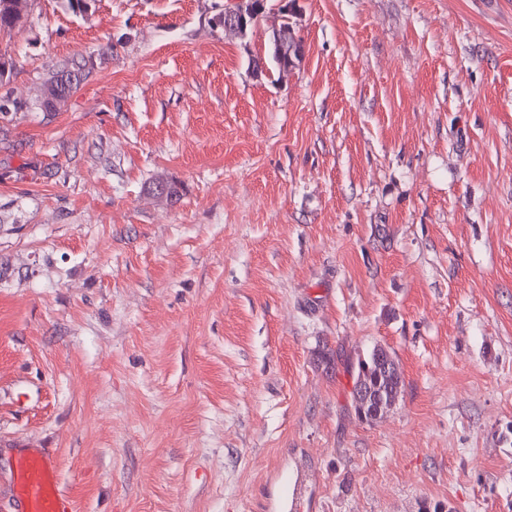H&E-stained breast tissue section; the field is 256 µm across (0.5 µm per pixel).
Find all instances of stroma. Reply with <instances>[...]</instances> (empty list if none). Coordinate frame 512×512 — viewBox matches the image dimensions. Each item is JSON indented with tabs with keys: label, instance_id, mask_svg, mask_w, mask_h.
I'll return each instance as SVG.
<instances>
[{
	"label": "stroma",
	"instance_id": "35a3bbf8",
	"mask_svg": "<svg viewBox=\"0 0 512 512\" xmlns=\"http://www.w3.org/2000/svg\"><path fill=\"white\" fill-rule=\"evenodd\" d=\"M225 2L0 33V512L23 448L75 512H276L283 472L300 512H512V0H298L284 78L280 0L245 44ZM284 5L292 10V3L288 4V0H284ZM289 10L282 6L280 11L286 19L278 28H272L266 32L268 51L263 56L256 54L249 58V67L256 77L269 72V66L274 68L279 77L288 75L303 61L305 56L303 41L288 22L291 12ZM49 81L47 86H52L56 89V104L58 107L79 89L81 76L78 72L75 75L72 74L71 71L62 70L53 74ZM390 352L381 346L373 348L367 360H363L358 365V373L355 381L353 399L356 403V410L361 414V408L363 403L357 398L358 395V384L364 380L369 382L370 386L374 391L383 393L384 396L389 397L392 395L395 399L400 394L403 381L399 372L398 366L395 363L394 358L391 355V360H388ZM370 387L362 386L361 395L365 402H372L373 406L370 407L369 413L371 416L379 415L385 406L380 401L379 397L373 396V391ZM369 407V406H368ZM367 407V409H368ZM367 409L365 411L366 421H374L375 419L370 418Z\"/></svg>",
	"mask_w": 512,
	"mask_h": 512
}]
</instances>
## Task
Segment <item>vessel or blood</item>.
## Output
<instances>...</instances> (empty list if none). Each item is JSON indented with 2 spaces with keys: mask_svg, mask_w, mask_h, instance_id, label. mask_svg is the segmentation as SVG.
<instances>
[{
  "mask_svg": "<svg viewBox=\"0 0 512 512\" xmlns=\"http://www.w3.org/2000/svg\"><path fill=\"white\" fill-rule=\"evenodd\" d=\"M16 512H74L72 499L60 487L56 460L41 448L20 450L14 456Z\"/></svg>",
  "mask_w": 512,
  "mask_h": 512,
  "instance_id": "vessel-or-blood-1",
  "label": "vessel or blood"
}]
</instances>
